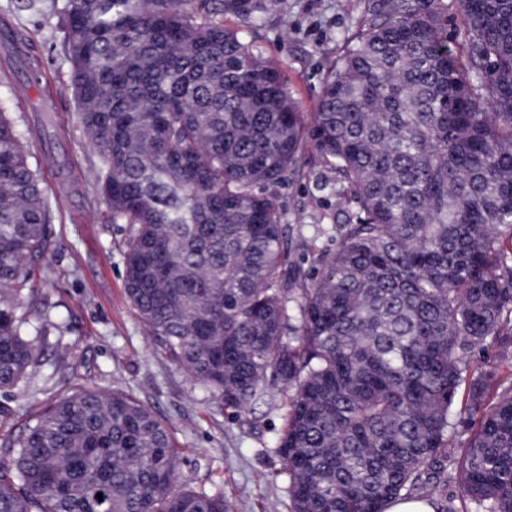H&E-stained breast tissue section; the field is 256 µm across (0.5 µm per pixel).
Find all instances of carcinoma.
I'll return each mask as SVG.
<instances>
[{"label":"carcinoma","mask_w":512,"mask_h":512,"mask_svg":"<svg viewBox=\"0 0 512 512\" xmlns=\"http://www.w3.org/2000/svg\"><path fill=\"white\" fill-rule=\"evenodd\" d=\"M470 66L434 0H373L306 120L224 26L248 0H68L64 40L97 192L133 227L124 290L170 360L239 413L287 397L291 512H385L453 486L512 512V0H460ZM312 149L352 206L306 270L274 186ZM52 237L42 175L0 111V391L43 367L17 313ZM500 389L487 401L491 387ZM481 412L448 455L459 391ZM170 428L75 384L0 442V512H229L176 488ZM102 497H97V494ZM474 362L471 363V369L477 367V364L481 369L489 370L495 369L499 376L506 379L512 374V358L503 357L501 354L494 348L486 349L483 353L475 352L473 357Z\"/></svg>","instance_id":"obj_1"}]
</instances>
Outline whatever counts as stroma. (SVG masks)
Segmentation results:
<instances>
[{"mask_svg": "<svg viewBox=\"0 0 512 512\" xmlns=\"http://www.w3.org/2000/svg\"><path fill=\"white\" fill-rule=\"evenodd\" d=\"M67 0H0V34L22 37L30 82L13 45H0V110L25 134L31 163L41 167L51 207L53 245L39 267V286L18 313L45 325L44 351L56 372L50 381L0 396V438L22 431L75 383L135 396L168 422L180 446V482L223 493L230 512H291L276 442L285 395L235 415L170 360L131 307L123 284V255L132 233L107 221L96 190L99 157L88 143L71 92L64 48ZM250 17L225 15V25L281 70L302 112L313 113L327 71L361 28L370 0H249ZM305 178L275 185L288 237L314 239L304 268L319 252L336 250L338 224L333 173L314 154L302 159Z\"/></svg>", "mask_w": 512, "mask_h": 512, "instance_id": "obj_1", "label": "stroma"}]
</instances>
